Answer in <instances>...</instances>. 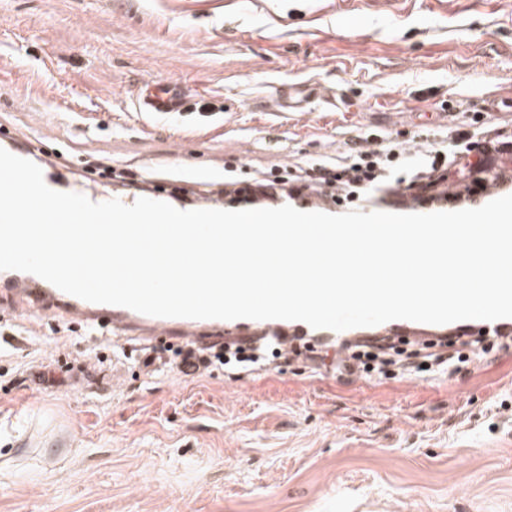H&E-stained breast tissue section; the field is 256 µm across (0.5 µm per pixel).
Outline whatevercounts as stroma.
<instances>
[{
    "mask_svg": "<svg viewBox=\"0 0 512 512\" xmlns=\"http://www.w3.org/2000/svg\"><path fill=\"white\" fill-rule=\"evenodd\" d=\"M178 86L188 116L140 111ZM512 0H0V148L58 159L69 182L130 205L341 214L289 192L393 136L470 131L440 199L395 189L359 209H474L512 194ZM32 310L0 349V512H512V350L452 374L374 380L308 352L225 375L142 364L133 337L86 340Z\"/></svg>",
    "mask_w": 512,
    "mask_h": 512,
    "instance_id": "obj_1",
    "label": "stroma"
}]
</instances>
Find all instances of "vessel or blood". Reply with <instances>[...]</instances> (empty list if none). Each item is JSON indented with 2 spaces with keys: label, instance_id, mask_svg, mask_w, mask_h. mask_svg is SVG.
I'll list each match as a JSON object with an SVG mask.
<instances>
[{
  "label": "vessel or blood",
  "instance_id": "obj_1",
  "mask_svg": "<svg viewBox=\"0 0 512 512\" xmlns=\"http://www.w3.org/2000/svg\"><path fill=\"white\" fill-rule=\"evenodd\" d=\"M183 99L172 89L163 88L145 99L142 106L148 112H171L183 107ZM15 313H23L35 307L50 311L63 318L82 319L93 332H107L112 328H138L149 341L167 339L178 344L180 366L190 370L198 365L202 351L223 350L226 343L237 341L239 333L264 328L278 331L280 343L297 348L312 344V328L302 321L288 324L284 320L252 319L195 320L186 318H162L141 314L132 309L91 303L65 293L46 280L27 272L7 270L0 274Z\"/></svg>",
  "mask_w": 512,
  "mask_h": 512
}]
</instances>
